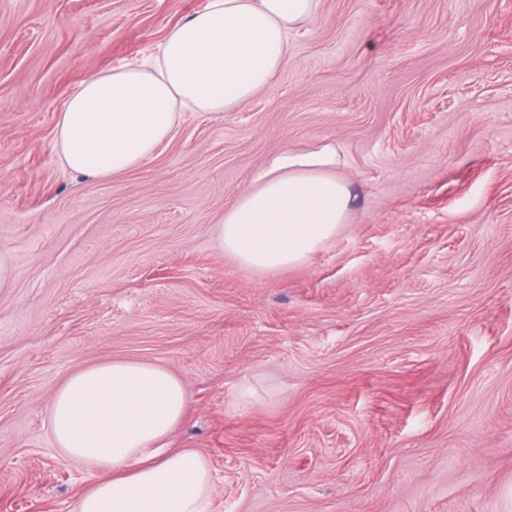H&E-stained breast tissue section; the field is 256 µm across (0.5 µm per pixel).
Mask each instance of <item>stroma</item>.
Returning <instances> with one entry per match:
<instances>
[{
	"instance_id": "35a3bbf8",
	"label": "stroma",
	"mask_w": 512,
	"mask_h": 512,
	"mask_svg": "<svg viewBox=\"0 0 512 512\" xmlns=\"http://www.w3.org/2000/svg\"><path fill=\"white\" fill-rule=\"evenodd\" d=\"M207 0H0V512L99 478L48 422L75 370L170 369L163 447L209 512H512V0H322L267 90L187 112L98 180L55 131L89 75ZM335 144L356 195L306 263L236 264L214 227L285 150Z\"/></svg>"
}]
</instances>
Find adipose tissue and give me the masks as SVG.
I'll return each mask as SVG.
<instances>
[{
    "label": "adipose tissue",
    "instance_id": "ef3b65f1",
    "mask_svg": "<svg viewBox=\"0 0 512 512\" xmlns=\"http://www.w3.org/2000/svg\"><path fill=\"white\" fill-rule=\"evenodd\" d=\"M321 0H208L172 27L150 57L90 75L59 114L64 168L98 179L130 171L169 140L186 111L221 115L269 88L290 35ZM337 147L277 155L225 211L215 233L240 266L268 272L308 260L346 223L353 194ZM187 397L164 367L109 361L75 371L57 389L49 424L65 457L101 478L74 512H209L208 461L159 448Z\"/></svg>",
    "mask_w": 512,
    "mask_h": 512
}]
</instances>
